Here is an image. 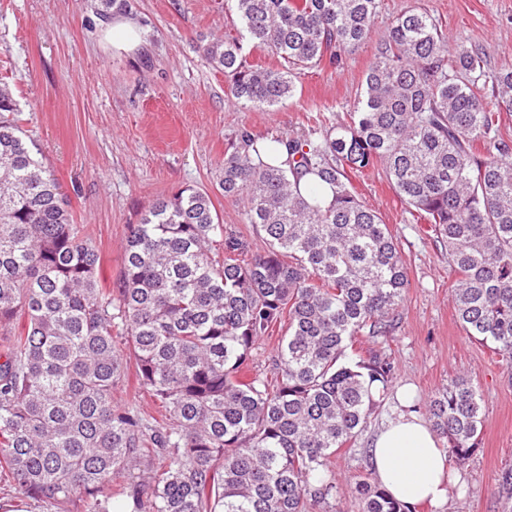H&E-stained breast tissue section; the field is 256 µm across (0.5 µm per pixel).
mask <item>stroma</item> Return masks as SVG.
<instances>
[{"mask_svg":"<svg viewBox=\"0 0 512 512\" xmlns=\"http://www.w3.org/2000/svg\"><path fill=\"white\" fill-rule=\"evenodd\" d=\"M407 5L380 0L372 41L345 53L340 67L298 71L292 98L258 110L234 103L223 72L201 57L204 44L236 31L225 0H127L125 15L148 29V49L133 55L101 42L100 0H0V83L10 86L15 117L67 196L75 223L87 226L102 286L113 287L120 274L128 226L154 200L185 188L209 193L225 231L244 242L243 259L261 251L242 202L219 186L225 153L244 128L258 136L305 135L316 118L346 121L374 39ZM422 5L450 40L480 45L493 66L512 65V0ZM352 184L388 224L410 282L395 329L375 341L358 338L357 347L390 358L396 388L419 403L460 373L482 399L478 449L457 495L412 512H512V364L461 328L448 250L429 225L413 222L383 167L353 175ZM393 407L386 398L358 439L332 458L342 489L369 473L366 450Z\"/></svg>","mask_w":512,"mask_h":512,"instance_id":"stroma-1","label":"stroma"}]
</instances>
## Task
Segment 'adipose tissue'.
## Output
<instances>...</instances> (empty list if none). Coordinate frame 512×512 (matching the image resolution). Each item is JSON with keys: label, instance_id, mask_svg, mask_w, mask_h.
I'll return each mask as SVG.
<instances>
[{"label": "adipose tissue", "instance_id": "obj_1", "mask_svg": "<svg viewBox=\"0 0 512 512\" xmlns=\"http://www.w3.org/2000/svg\"><path fill=\"white\" fill-rule=\"evenodd\" d=\"M100 27L104 41L118 53H134L146 42L145 28L121 15L101 20ZM397 402L373 435L370 469L390 495L407 505H444L457 484L448 453L428 422L411 410L410 400L401 396Z\"/></svg>", "mask_w": 512, "mask_h": 512}]
</instances>
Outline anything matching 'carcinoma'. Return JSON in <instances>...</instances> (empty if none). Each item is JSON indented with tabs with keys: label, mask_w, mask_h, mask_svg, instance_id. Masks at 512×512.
Returning <instances> with one entry per match:
<instances>
[{
	"label": "carcinoma",
	"mask_w": 512,
	"mask_h": 512,
	"mask_svg": "<svg viewBox=\"0 0 512 512\" xmlns=\"http://www.w3.org/2000/svg\"><path fill=\"white\" fill-rule=\"evenodd\" d=\"M240 27L203 47L234 101L271 108L295 71L339 61L371 39L379 0H228ZM263 47L280 69L250 65ZM497 104L492 106L488 96ZM0 86V472L40 512H316L342 495L336 451L391 393L394 366L358 337L388 336L409 279L397 242L351 174L378 164L413 216L434 227L458 275L467 335L512 363V66L452 44L406 7L374 47L349 119L317 136L243 130L225 153L224 196L266 248L245 262L214 252L224 225L186 189L128 226L115 287L34 156ZM288 147V167L261 160ZM304 174L316 179L299 190ZM333 189L327 207L317 199ZM285 328L271 378L248 375L258 341ZM164 409L148 419L115 399L129 368ZM456 467L474 454L480 394L459 376L429 403ZM345 512H410L364 476Z\"/></svg>",
	"instance_id": "obj_1"
}]
</instances>
